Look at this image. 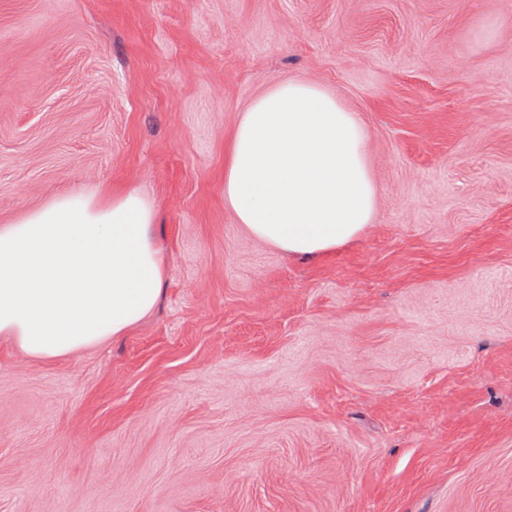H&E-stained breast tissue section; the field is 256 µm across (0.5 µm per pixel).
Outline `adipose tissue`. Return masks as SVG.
Returning <instances> with one entry per match:
<instances>
[{
	"label": "adipose tissue",
	"mask_w": 512,
	"mask_h": 512,
	"mask_svg": "<svg viewBox=\"0 0 512 512\" xmlns=\"http://www.w3.org/2000/svg\"><path fill=\"white\" fill-rule=\"evenodd\" d=\"M361 113L288 80L242 113L224 161V206L289 256H325L371 224L377 192ZM157 206L135 191L55 196L0 224V343L39 360L125 335L156 307L166 255Z\"/></svg>",
	"instance_id": "1"
}]
</instances>
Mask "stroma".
I'll use <instances>...</instances> for the list:
<instances>
[{"label":"stroma","instance_id":"stroma-1","mask_svg":"<svg viewBox=\"0 0 512 512\" xmlns=\"http://www.w3.org/2000/svg\"><path fill=\"white\" fill-rule=\"evenodd\" d=\"M287 80L369 132L374 220L319 258L224 207ZM130 189L161 300L0 344V512H512V0H0V224Z\"/></svg>","mask_w":512,"mask_h":512}]
</instances>
